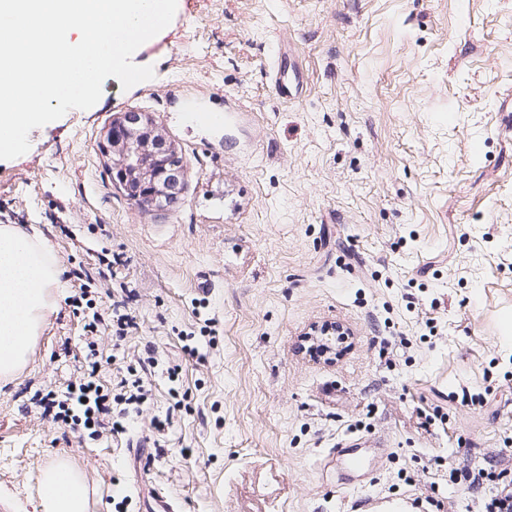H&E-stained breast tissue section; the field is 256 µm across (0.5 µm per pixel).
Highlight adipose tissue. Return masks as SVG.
I'll list each match as a JSON object with an SVG mask.
<instances>
[{
  "label": "adipose tissue",
  "instance_id": "ef3b65f1",
  "mask_svg": "<svg viewBox=\"0 0 512 512\" xmlns=\"http://www.w3.org/2000/svg\"><path fill=\"white\" fill-rule=\"evenodd\" d=\"M66 286L50 244L13 224H0V378L28 362L33 343ZM40 512H89L90 490L71 465L44 468Z\"/></svg>",
  "mask_w": 512,
  "mask_h": 512
}]
</instances>
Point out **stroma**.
Returning a JSON list of instances; mask_svg holds the SVG:
<instances>
[{
  "label": "stroma",
  "mask_w": 512,
  "mask_h": 512,
  "mask_svg": "<svg viewBox=\"0 0 512 512\" xmlns=\"http://www.w3.org/2000/svg\"><path fill=\"white\" fill-rule=\"evenodd\" d=\"M132 60L153 79L107 78L93 107L0 160V224L37 229L68 282L27 365L0 379V512H37L60 458L89 512H153L157 490L176 512L406 495L482 512L449 471L512 469V0H178ZM131 110L183 156L170 208L141 209L108 176L99 142ZM85 275L134 319L121 347L96 336L100 384L136 369L151 390L126 433L96 440L29 403L85 363ZM202 319L214 334L195 359ZM334 323L346 346L302 350ZM344 440L364 483L345 482Z\"/></svg>",
  "instance_id": "35a3bbf8"
}]
</instances>
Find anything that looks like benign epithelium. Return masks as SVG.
Returning a JSON list of instances; mask_svg holds the SVG:
<instances>
[{
  "label": "benign epithelium",
  "mask_w": 512,
  "mask_h": 512,
  "mask_svg": "<svg viewBox=\"0 0 512 512\" xmlns=\"http://www.w3.org/2000/svg\"><path fill=\"white\" fill-rule=\"evenodd\" d=\"M112 181L143 209L173 205L184 185L181 153L146 112H123L101 142Z\"/></svg>",
  "instance_id": "obj_1"
}]
</instances>
